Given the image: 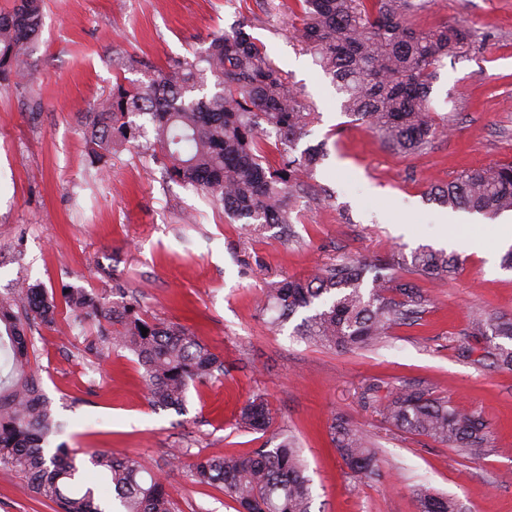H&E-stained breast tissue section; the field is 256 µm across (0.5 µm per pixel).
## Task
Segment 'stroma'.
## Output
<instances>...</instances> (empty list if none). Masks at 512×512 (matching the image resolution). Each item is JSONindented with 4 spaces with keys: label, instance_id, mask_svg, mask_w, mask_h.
Segmentation results:
<instances>
[{
    "label": "stroma",
    "instance_id": "35a3bbf8",
    "mask_svg": "<svg viewBox=\"0 0 512 512\" xmlns=\"http://www.w3.org/2000/svg\"><path fill=\"white\" fill-rule=\"evenodd\" d=\"M44 3L31 73L0 89V292L26 281L50 291L83 288L111 302L137 298L148 319L190 326L225 368L223 378L189 389L186 412L157 410L131 353H85L91 323L70 334L35 328L32 366L62 423L49 447L140 456L166 480L180 512H236L218 488L193 484L166 451L262 447L267 435L235 425L240 407L261 394L276 430L303 450L312 512H417L418 484L454 498L460 512H512V370L460 353L473 315L512 317V270L501 266L508 244L496 219L447 230V208L426 196L466 169L512 161V0H420L416 25L464 20L478 40L439 67L430 98L450 131L415 154L389 150L344 114L342 95L292 35L296 0H275L273 16L257 0ZM242 14L314 114L306 144L324 148L291 198V223L256 233L164 180L148 153L122 151L99 176L78 123L116 76L136 82L144 62L164 68L192 57ZM473 237L494 241L493 253L471 251ZM421 245L457 253L459 273L433 283L391 262ZM375 256L387 260L386 275L429 294L415 322L370 349L308 344L293 337L292 325L271 328V312L259 306L267 288ZM367 383L414 384L480 411L488 447L465 453L395 429L361 402ZM339 416L369 434L377 476H354L337 453L329 426ZM0 512L53 510L23 477L0 469Z\"/></svg>",
    "mask_w": 512,
    "mask_h": 512
}]
</instances>
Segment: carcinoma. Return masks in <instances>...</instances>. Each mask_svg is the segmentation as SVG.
I'll list each match as a JSON object with an SVG mask.
<instances>
[{"label": "carcinoma", "mask_w": 512, "mask_h": 512, "mask_svg": "<svg viewBox=\"0 0 512 512\" xmlns=\"http://www.w3.org/2000/svg\"><path fill=\"white\" fill-rule=\"evenodd\" d=\"M293 34L311 51L343 95V110L366 122L383 145L414 154L447 132L433 116L430 101L437 69L474 46V31L465 24L432 29L409 20L411 0H298ZM42 0H14L0 13V84L20 85L31 68V48L43 30ZM251 20L240 17L214 35L192 59L164 70L145 63L147 80L127 83L115 76L112 90L81 117L85 142L102 159L123 148L151 150L163 177L190 185L224 206V214L247 224L290 223V197L319 160L318 150H297L314 116L263 46L246 32ZM275 133L280 162L266 156L267 136ZM429 200L443 207L465 206L496 216L512 211V162L463 171L454 181L430 187ZM397 264L410 273L442 281L460 269L459 258L430 246L399 255ZM385 262L336 263L307 279H285L269 288L264 306L277 312L283 327L302 310L314 313L294 327L304 342L330 348H369L396 325L424 311L429 299L408 282L382 274ZM375 272L371 287L365 272ZM74 322L92 321L96 336L85 349L100 354L108 347L132 353L143 368L150 403L181 412L189 387L224 376V360L183 325L143 318L138 301L116 305L84 288L50 293L23 283L0 293V342L8 343L10 371L0 377V469L15 471L31 491L55 512H106L86 472L112 486L116 512H177L165 480L133 455L108 450L89 454L47 448L59 424L51 401L30 387L28 334L53 327L59 307ZM148 329L142 335L141 328ZM467 335L482 338L494 363L512 369V318H475ZM364 402L379 407L385 423L450 448L477 451L487 447L490 430L481 413L461 411L428 390L400 386L379 396L367 386ZM237 424L257 433L274 425L260 395L241 408ZM330 437L356 476L376 474L375 451L368 436L342 417L330 425ZM178 461L192 457L189 475L200 486L220 489L237 512H311L312 487L307 465L288 435L272 448L244 455H208L176 448ZM417 512H458L455 500L425 486L414 489Z\"/></svg>", "instance_id": "carcinoma-1"}]
</instances>
